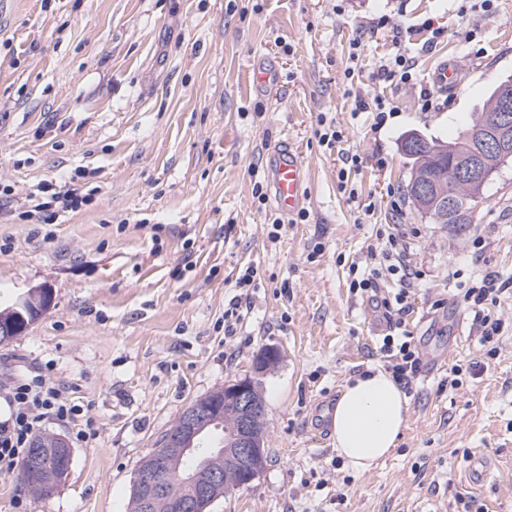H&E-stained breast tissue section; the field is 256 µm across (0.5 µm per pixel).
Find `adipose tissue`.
<instances>
[{
  "label": "adipose tissue",
  "mask_w": 512,
  "mask_h": 512,
  "mask_svg": "<svg viewBox=\"0 0 512 512\" xmlns=\"http://www.w3.org/2000/svg\"><path fill=\"white\" fill-rule=\"evenodd\" d=\"M408 399L390 373L371 368L345 385L332 411L336 450L358 471H366L399 445Z\"/></svg>",
  "instance_id": "ef3b65f1"
}]
</instances>
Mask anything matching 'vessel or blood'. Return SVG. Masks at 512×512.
<instances>
[{"mask_svg":"<svg viewBox=\"0 0 512 512\" xmlns=\"http://www.w3.org/2000/svg\"><path fill=\"white\" fill-rule=\"evenodd\" d=\"M432 79L441 90L457 87L462 74L457 68L440 63ZM272 200L279 213L285 216L298 214L306 202L305 164L301 154L291 146L280 145L269 155Z\"/></svg>","mask_w":512,"mask_h":512,"instance_id":"b4317fda","label":"vessel or blood"}]
</instances>
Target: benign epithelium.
<instances>
[{"label":"benign epithelium","mask_w":512,"mask_h":512,"mask_svg":"<svg viewBox=\"0 0 512 512\" xmlns=\"http://www.w3.org/2000/svg\"><path fill=\"white\" fill-rule=\"evenodd\" d=\"M495 97L501 101L499 111L468 132V135L482 140L483 151L475 156L470 154L458 158L450 168V173L458 180L485 183L491 177L488 173L490 158L507 160L512 157V149H508L509 138L512 137V87L506 83L497 84ZM410 189L418 200H429L433 205L444 198L436 182H416ZM51 302L52 294L47 288L36 289L17 304V311L40 316ZM276 363L277 350L267 348L257 357L254 370L265 372ZM253 391L250 380L240 379L189 404L184 409L180 426L166 434L159 445L141 459L133 480L130 512H156L160 504L165 506V512H207L216 499V492L224 485L219 474L205 478L202 468L190 470L184 476L181 493L168 491L161 476L181 463L184 457L204 458L216 446L222 448L224 465L244 475L241 486L252 483L265 463L264 429L258 422L260 405L254 399ZM228 404L241 408L239 426L231 435L216 438L211 431L222 428L224 407ZM71 462L72 450L62 438L57 448L34 450L29 467L43 495L50 496L56 491Z\"/></svg>","instance_id":"7a95c632"}]
</instances>
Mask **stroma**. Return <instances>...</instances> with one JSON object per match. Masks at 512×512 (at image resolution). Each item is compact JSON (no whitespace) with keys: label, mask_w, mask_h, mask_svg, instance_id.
I'll return each instance as SVG.
<instances>
[{"label":"stroma","mask_w":512,"mask_h":512,"mask_svg":"<svg viewBox=\"0 0 512 512\" xmlns=\"http://www.w3.org/2000/svg\"><path fill=\"white\" fill-rule=\"evenodd\" d=\"M401 50L415 58L411 81L378 78ZM446 57L463 82L422 111ZM258 62L278 69L276 90L254 89ZM510 73L512 0H0V183L12 191L0 303L53 294L0 345V381L49 366L97 432L78 442L72 425L45 423L73 459L31 512H129L141 457L183 409L249 375L269 458L210 512H512V290L492 359L452 293L479 272L512 275V164L458 230L416 211L400 150L412 132L454 139ZM361 96L391 108L383 129L358 110ZM322 112L342 133L336 147L314 134ZM280 143L305 162L309 217L285 221L272 242L275 208L257 205L252 187ZM46 180L93 200L53 224L19 219ZM388 224L419 276L407 327L436 365L405 389L398 448L358 472L317 412L350 378L386 366L388 323L350 292L349 267L382 248ZM249 265L258 286L228 338L224 309ZM266 347L279 362L254 374ZM479 453L493 474L474 489L463 478Z\"/></svg>","instance_id":"obj_1"}]
</instances>
